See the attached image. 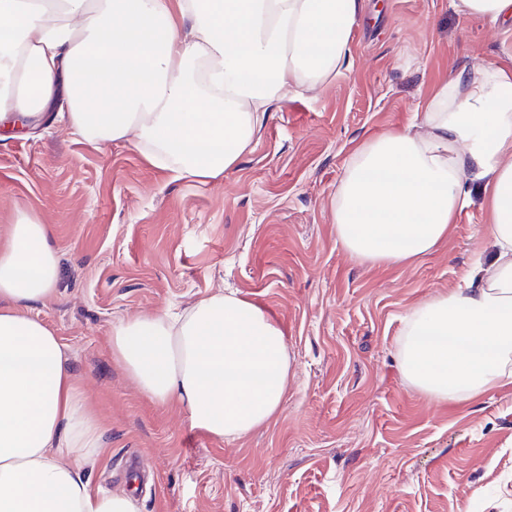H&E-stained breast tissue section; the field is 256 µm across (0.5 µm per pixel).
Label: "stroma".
Returning <instances> with one entry per match:
<instances>
[{
    "mask_svg": "<svg viewBox=\"0 0 512 512\" xmlns=\"http://www.w3.org/2000/svg\"><path fill=\"white\" fill-rule=\"evenodd\" d=\"M477 63L512 70V19L361 0L340 74L275 107L208 182L126 142L89 143L49 112L23 134L0 127V236L23 214L50 226L56 293L29 313L65 343L105 424L102 456L81 468L93 489L126 491L138 457L140 512H512V383L443 404L409 388L397 358L412 308L490 252L484 194L472 188L448 236L407 263L354 257L332 217L357 147L422 132L432 90ZM221 290L264 306L290 358L280 412L236 441L152 401L110 343L117 319Z\"/></svg>",
    "mask_w": 512,
    "mask_h": 512,
    "instance_id": "obj_1",
    "label": "stroma"
}]
</instances>
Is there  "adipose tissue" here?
Here are the masks:
<instances>
[{"instance_id":"adipose-tissue-1","label":"adipose tissue","mask_w":512,"mask_h":512,"mask_svg":"<svg viewBox=\"0 0 512 512\" xmlns=\"http://www.w3.org/2000/svg\"><path fill=\"white\" fill-rule=\"evenodd\" d=\"M359 0H0V122L59 119L86 141H124L154 167L203 181L251 149L272 105L323 86L350 53ZM426 129L352 156L333 221L365 261L403 263L448 234L479 180L495 251L464 289L413 309L399 343L406 385L438 402L512 381V73L477 64L427 100ZM47 225L0 238V512H139L93 490L63 457L98 458L102 426L66 346L27 310L55 295ZM112 354L149 398L235 441L268 425L288 389L285 334L224 293L112 328Z\"/></svg>"}]
</instances>
